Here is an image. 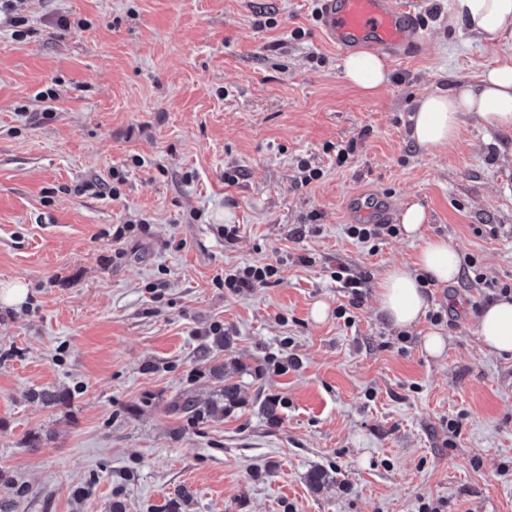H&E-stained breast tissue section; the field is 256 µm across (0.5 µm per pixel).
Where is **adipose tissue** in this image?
Returning <instances> with one entry per match:
<instances>
[{
    "label": "adipose tissue",
    "instance_id": "1",
    "mask_svg": "<svg viewBox=\"0 0 512 512\" xmlns=\"http://www.w3.org/2000/svg\"><path fill=\"white\" fill-rule=\"evenodd\" d=\"M448 22L465 25L485 44L497 45L512 33V0H454ZM342 72L351 85L368 95L390 80L385 61L366 52L347 57ZM467 115L474 116L484 128L512 131V62L484 71L475 82L421 96L411 116L409 137L424 150L437 151L457 138L461 119ZM425 220L420 205L405 210L402 232L406 238L421 243L416 260L410 266H393L377 286L379 311L386 322L398 329L415 327L426 312L422 278L447 283L461 270L455 247L442 239L424 238ZM478 335L488 351L512 353V298H500L483 310Z\"/></svg>",
    "mask_w": 512,
    "mask_h": 512
}]
</instances>
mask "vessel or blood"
Returning <instances> with one entry per match:
<instances>
[{"label":"vessel or blood","instance_id":"obj_1","mask_svg":"<svg viewBox=\"0 0 512 512\" xmlns=\"http://www.w3.org/2000/svg\"><path fill=\"white\" fill-rule=\"evenodd\" d=\"M320 8L321 30L340 54L371 50L402 57L421 47L413 0L397 8L392 0H320ZM393 216L392 204L364 195L352 197L347 207L354 223L388 224Z\"/></svg>","mask_w":512,"mask_h":512}]
</instances>
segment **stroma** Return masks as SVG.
<instances>
[{
    "label": "stroma",
    "mask_w": 512,
    "mask_h": 512,
    "mask_svg": "<svg viewBox=\"0 0 512 512\" xmlns=\"http://www.w3.org/2000/svg\"><path fill=\"white\" fill-rule=\"evenodd\" d=\"M452 2L417 0L419 53L388 58L368 96L316 0H0V283L29 288L0 303V498L161 512L183 488V512H512V355L477 333L488 286L512 285V132L467 118L440 151L409 138L416 98L512 59V36L449 26ZM358 193L422 205L425 237L474 264L428 288L403 334L375 291L419 244L350 238ZM248 264L279 281L225 288ZM340 270L361 282L347 320ZM217 328L241 403L195 426L163 407L211 397L197 352Z\"/></svg>",
    "instance_id": "1"
}]
</instances>
